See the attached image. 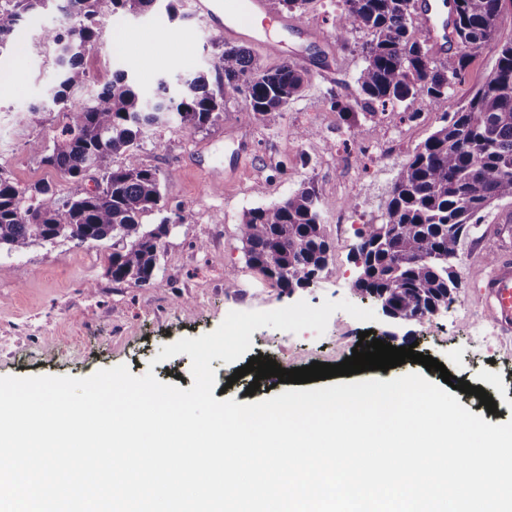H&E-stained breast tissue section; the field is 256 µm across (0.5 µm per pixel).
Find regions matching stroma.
I'll return each instance as SVG.
<instances>
[{
	"instance_id": "obj_1",
	"label": "stroma",
	"mask_w": 512,
	"mask_h": 512,
	"mask_svg": "<svg viewBox=\"0 0 512 512\" xmlns=\"http://www.w3.org/2000/svg\"><path fill=\"white\" fill-rule=\"evenodd\" d=\"M168 16L163 0L151 11L104 20L95 45L80 65L84 80L74 98L90 97L116 71L132 76L146 97L159 79L176 80L213 74L221 36L190 15L189 0H176ZM335 7L312 0L304 24L322 38L311 49L300 34H282L275 20L263 23L283 40V55L255 52L258 63L276 67L282 57L306 51L307 83L285 108L277 124L266 125L248 110L244 97L229 100L224 118L202 131L179 123L148 130L140 142L139 161L164 175L162 211L146 213L142 224L181 215L179 226L164 240L159 271L150 284L116 283L107 272L111 242L96 245L71 240L36 244L22 252L0 249V376L86 377L99 369L127 365L131 374L153 371L159 381L190 389V358L180 354L164 362L155 357L162 345L215 330L232 311H272L306 301L346 300L376 309L354 290L356 232L378 223L393 182L412 156L442 123L445 114L467 105L497 61L495 45L470 59L461 79L436 105H420L416 119L401 120L389 111L364 117L355 107L360 51L336 41ZM60 13L41 12L23 21L9 52L0 55V172L23 187L49 183L59 197L76 187H94L96 174L76 185L60 178L30 153L34 138L51 140L67 121L62 108L44 113L43 123L22 122L24 111L43 100L56 78L54 51L41 41L43 29L61 24ZM153 36H146V29ZM331 68L334 78L319 72ZM351 104L352 112L332 109L330 97ZM302 127L313 138L296 140ZM302 188L313 189L322 222L334 245L333 263L309 288L285 294L245 264L238 226L249 209L278 203ZM512 211V201L486 209L476 233L462 240L456 266L460 286L447 310L420 321L397 322L378 315L364 323L343 311L331 315L323 334H294L264 327L251 335L249 356L269 355L282 368L313 362L335 364L351 356L359 333L374 338L394 335L395 346L415 345L417 352L443 363L451 375L484 388L497 404L488 413L478 398L457 393L459 403L491 424L512 420V333L491 323L480 303L477 267L501 250L512 251V223L498 216ZM234 273V287L225 276ZM216 400L244 404L287 391L284 383L259 381L253 396L245 391L253 374L234 378L235 364L215 359Z\"/></svg>"
}]
</instances>
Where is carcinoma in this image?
I'll use <instances>...</instances> for the list:
<instances>
[{"label": "carcinoma", "instance_id": "1", "mask_svg": "<svg viewBox=\"0 0 512 512\" xmlns=\"http://www.w3.org/2000/svg\"><path fill=\"white\" fill-rule=\"evenodd\" d=\"M158 0H0V53L27 15L54 6L65 18L43 30L59 70L52 103L63 106L68 122L53 146L37 139L31 150L59 176L78 184L86 170L101 186L77 191L63 202L47 183L22 188L0 173V246L22 251L39 241L70 239L81 244L112 240L108 268L115 282L149 283L167 237L165 217L153 228L141 224L159 209L161 178L138 158L148 127L175 120L193 130L224 116V103L245 96L250 111L272 124L305 86V72L288 60L262 67L244 46L224 45L214 70L224 74L217 89L199 73L173 93L160 82L148 102L124 72L99 87L89 101L71 97L82 79L79 65L99 38V24L114 15L146 11ZM508 0H453L457 51L434 56L423 34L414 0H343L338 19L342 47L349 36L370 37L362 47L365 65L357 78L355 103L364 115L421 101L433 104L462 79L473 52L493 43L494 71L466 107L447 115L401 169L381 221L357 230L354 260L360 262L354 290L385 297L393 308L417 321L453 300L458 288L455 263L461 237L491 205L512 200V41L497 40ZM312 0H277L280 10L303 18ZM125 161L114 166V155ZM238 232L246 264L290 294L333 261L316 195L302 189L283 202L244 214Z\"/></svg>", "mask_w": 512, "mask_h": 512}]
</instances>
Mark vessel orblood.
Here are the masks:
<instances>
[{
    "mask_svg": "<svg viewBox=\"0 0 512 512\" xmlns=\"http://www.w3.org/2000/svg\"><path fill=\"white\" fill-rule=\"evenodd\" d=\"M195 15L210 30L228 42H249L269 55L281 52L280 41L264 37L257 20L274 19L284 31L299 30L298 22L276 8L275 0H191ZM417 14L435 56L446 58L453 51L455 32L450 0H417ZM500 271L486 282L484 304L494 322L512 323V258L494 260Z\"/></svg>",
    "mask_w": 512,
    "mask_h": 512,
    "instance_id": "b4317fda",
    "label": "vessel or blood"
}]
</instances>
